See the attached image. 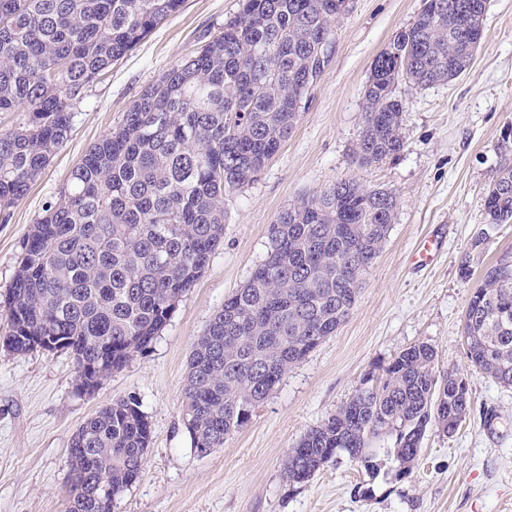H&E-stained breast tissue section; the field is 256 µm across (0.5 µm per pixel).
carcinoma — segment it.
Instances as JSON below:
<instances>
[{
    "label": "carcinoma",
    "instance_id": "cac0c4a2",
    "mask_svg": "<svg viewBox=\"0 0 512 512\" xmlns=\"http://www.w3.org/2000/svg\"><path fill=\"white\" fill-rule=\"evenodd\" d=\"M486 0H424L380 53L364 90L354 151L361 165L404 147L396 85L450 82L479 40L460 14ZM184 0H0V112H26L0 134V210L22 198L67 139L75 100ZM336 0H240L224 32L146 87L122 123L95 144L30 227L4 307L13 353L72 356L101 376L146 351L224 241V194L258 179L300 120L321 73L318 34ZM484 193L487 224H512V134L498 142ZM387 188L345 179L288 205L248 282L224 300L192 346L182 411L192 447L210 454L244 428L283 375L336 333L394 223ZM462 336L471 365L512 387V256L488 266ZM435 352L411 346L369 371L350 400L288 454L286 479L308 481L345 453L373 476L381 462L416 458L428 426L454 432L471 411L457 375H436ZM151 427L132 396L101 407L73 434L67 512H112L139 477Z\"/></svg>",
    "mask_w": 512,
    "mask_h": 512
}]
</instances>
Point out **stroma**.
<instances>
[{
    "mask_svg": "<svg viewBox=\"0 0 512 512\" xmlns=\"http://www.w3.org/2000/svg\"><path fill=\"white\" fill-rule=\"evenodd\" d=\"M422 7L423 0H354L335 25L330 61L297 127L257 181L226 194L224 241L149 349L88 394L68 354L0 348V512H65L73 434L96 410L128 396L141 403L151 443L141 476L114 512H512V388L475 371L461 335L483 268L512 254V224L487 228L483 205L501 133L512 126V0H487L466 74L426 88L399 83V156L364 166L353 158L371 65ZM239 10V0H185L85 87L68 139L26 195L0 212V298L30 226L86 151L122 121L144 88L223 32ZM347 178L397 197L395 222L350 316L288 370L245 428L198 455L181 413L195 340L265 258L276 215ZM482 232L486 240L474 246ZM429 236L440 250L424 265L417 249ZM465 260L472 269L466 279L459 273ZM420 343L433 346L437 374L452 371L469 381L473 409L455 433L429 428L411 475L400 481L369 478L343 456L307 483L288 482L284 463L300 439L336 413L374 365Z\"/></svg>",
    "mask_w": 512,
    "mask_h": 512,
    "instance_id": "stroma-1",
    "label": "stroma"
}]
</instances>
